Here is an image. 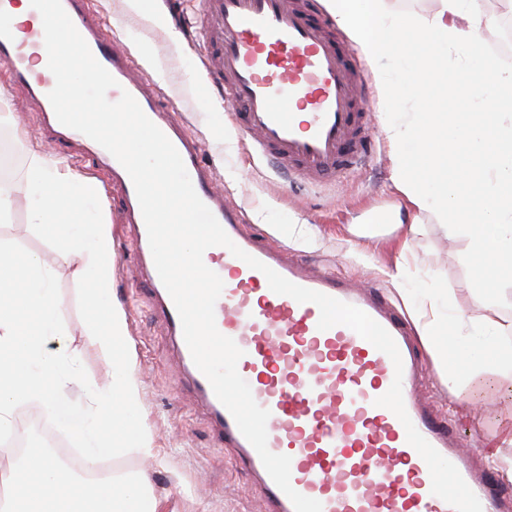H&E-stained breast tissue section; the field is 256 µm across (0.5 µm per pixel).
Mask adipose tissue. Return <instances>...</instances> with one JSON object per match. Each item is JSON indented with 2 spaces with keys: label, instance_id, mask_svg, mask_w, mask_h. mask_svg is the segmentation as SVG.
Wrapping results in <instances>:
<instances>
[{
  "label": "adipose tissue",
  "instance_id": "adipose-tissue-1",
  "mask_svg": "<svg viewBox=\"0 0 512 512\" xmlns=\"http://www.w3.org/2000/svg\"><path fill=\"white\" fill-rule=\"evenodd\" d=\"M476 301L485 311L470 316L459 309L440 314L436 308H417L411 315L422 343L436 347L441 336L473 337L462 365L441 362L442 376L457 396H465L467 383L491 374L512 382V321L501 320L487 309L484 295ZM13 487L10 512H158L160 502L146 472L138 471L107 480L86 483L71 475L62 465L25 462L11 472Z\"/></svg>",
  "mask_w": 512,
  "mask_h": 512
}]
</instances>
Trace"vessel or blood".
<instances>
[{
    "mask_svg": "<svg viewBox=\"0 0 512 512\" xmlns=\"http://www.w3.org/2000/svg\"><path fill=\"white\" fill-rule=\"evenodd\" d=\"M94 57L116 79L113 98L131 94L183 159L199 198L243 251L304 288L366 312L393 337L403 368L352 329L318 328L315 304L274 293L265 275L227 248L203 256L224 289L215 304L216 326L243 350L237 369L258 405L269 410L268 448L291 458V484L321 502L323 512H454L431 491L425 461L408 443L399 419L376 406L401 378L406 411L418 432L459 470L483 512H512L493 473L477 469L455 430L416 397L422 361L403 317L373 286H358L315 269L244 229L245 214L225 195L198 141L162 100L157 79L139 75L129 56L114 48L93 0H62ZM0 0V83L37 106L40 129L52 147H80L85 172L106 168L119 190L122 221L132 231L139 290L162 318L196 397L206 407L219 448L256 478L271 512H294L253 446L239 431L207 378L195 366L180 317L157 273L134 185L106 149L63 126L48 99L54 78L36 73ZM203 42L216 50L205 67L217 95L232 109L235 128L271 171L310 185H326L361 170L375 152L366 107L367 82L356 52L332 31L314 0H195Z\"/></svg>",
    "mask_w": 512,
    "mask_h": 512,
    "instance_id": "vessel-or-blood-1",
    "label": "vessel or blood"
}]
</instances>
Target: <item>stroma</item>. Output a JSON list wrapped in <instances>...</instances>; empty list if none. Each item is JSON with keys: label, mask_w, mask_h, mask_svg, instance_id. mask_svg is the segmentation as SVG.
<instances>
[{"label": "stroma", "mask_w": 512, "mask_h": 512, "mask_svg": "<svg viewBox=\"0 0 512 512\" xmlns=\"http://www.w3.org/2000/svg\"><path fill=\"white\" fill-rule=\"evenodd\" d=\"M100 13L112 21V35L134 61L160 80L163 97L177 110L189 133L202 144L214 176L249 214L248 228L269 234L275 245L288 247L315 268L377 286L397 305L455 306L475 312V291L463 255L465 238L449 237L434 212L412 209L392 183L395 151L384 131L380 92L368 102L371 127L379 148L358 174L334 184L311 187L291 182L248 156L233 128L229 109L210 112L203 99L214 91L199 55L200 24L185 0H156L164 20L154 26L127 11L125 0H97ZM494 22L484 42L512 60V0H479ZM13 112L18 127H5L9 139L24 137L30 151L62 158L38 135V115L19 95H0V113ZM27 153H15L7 175L14 196L0 217V240L16 242L53 270L60 287L65 331L44 345L47 352L77 354L93 387L108 380L103 358L84 340L85 324L77 303L78 276L53 247L32 231L27 207ZM388 213L387 224L373 227L369 218ZM112 298L125 313V341L136 358L141 412L155 448L153 459L130 453L116 458L121 473L148 468L160 512H266L260 488L236 469L221 451L207 415L199 409L176 363L161 317L136 293L122 269L114 271ZM419 353L426 364L419 391L432 410L445 415L471 448L476 461L485 455L512 457V388L488 384L469 404H460L440 377L436 356L455 359L459 345L447 343L439 354Z\"/></svg>", "instance_id": "obj_1"}]
</instances>
